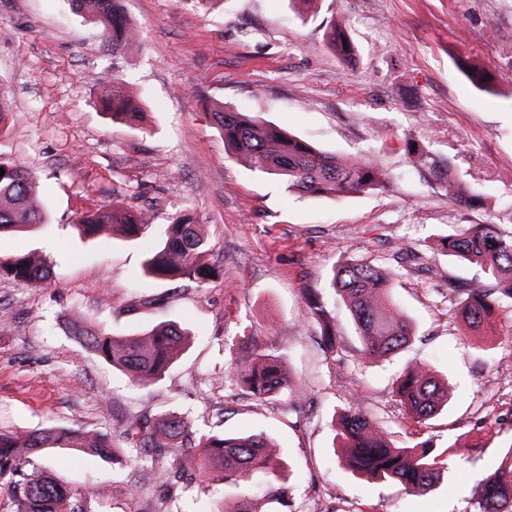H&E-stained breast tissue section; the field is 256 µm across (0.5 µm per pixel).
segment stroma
Wrapping results in <instances>:
<instances>
[{"mask_svg": "<svg viewBox=\"0 0 512 512\" xmlns=\"http://www.w3.org/2000/svg\"><path fill=\"white\" fill-rule=\"evenodd\" d=\"M138 32L120 55L69 0H0V153L34 169L44 224L0 236V253L39 252L50 280L0 279V430L48 425L122 434L135 415L187 416L197 433H263L286 467L291 512H477L485 478L512 447V299L490 326L468 329L460 308L493 278L440 241L463 224L512 232V0H124ZM345 24L350 61L326 32ZM488 70L492 92L456 66ZM118 76L142 103L131 127L94 106ZM223 102L344 157L388 173L384 189L346 198L302 196L231 157L206 106ZM423 144L476 185L482 206L451 202L408 161ZM130 195L152 222L139 239L116 228L94 238L78 214ZM194 213L218 271L204 287L161 281L142 263L171 217ZM411 245L414 258L401 253ZM369 259L397 273L392 295L414 339L369 363L349 309L330 288L338 261ZM317 293L336 348L323 350L307 314ZM116 336L162 321L189 333L165 377L141 390L94 356L69 327L72 312ZM264 350L288 366L290 391L256 399L228 375ZM449 376L448 407L417 426L396 394L405 367ZM357 408L395 446L429 441L448 471L431 491L353 474L334 424ZM56 471L90 512H222L224 488L202 480L139 484L121 460L53 448Z\"/></svg>", "mask_w": 512, "mask_h": 512, "instance_id": "35a3bbf8", "label": "stroma"}]
</instances>
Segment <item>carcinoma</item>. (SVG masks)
Masks as SVG:
<instances>
[{
  "label": "carcinoma",
  "instance_id": "1",
  "mask_svg": "<svg viewBox=\"0 0 512 512\" xmlns=\"http://www.w3.org/2000/svg\"><path fill=\"white\" fill-rule=\"evenodd\" d=\"M76 10L101 28L102 44L117 53L137 40L127 19L123 0H71ZM333 52L344 60L353 56L354 47L342 25L327 33ZM459 69L478 89L487 91L488 76L463 60ZM104 111L114 120H132L139 106L114 76L100 97ZM224 144L238 157L248 160L261 173L281 177L287 189L301 195L345 196L378 190L387 183V173L363 160L339 157L322 151L304 139L216 103L212 110ZM409 161L424 173L437 178L448 199L467 207L482 203L481 191L455 176L450 168L440 169L429 150L405 143ZM0 234L22 231L44 222L43 203L35 173L28 167L0 158ZM150 214L115 195L94 209L83 211L74 227L86 237L98 235L106 226H120L134 238L149 227ZM442 247L461 262L474 265L498 280L489 290L474 289L461 308L463 322L478 331L489 322L497 299L512 298V233L498 224H466L442 239ZM206 243L192 213L175 214L166 228L164 243L148 255L145 271L159 279L188 280L201 287L210 280L213 269L204 262ZM0 276L39 285L51 276L47 260L35 253L0 260ZM393 276L367 259L342 260L333 267L331 285L353 315L366 361L387 357L407 346L414 336L407 315L390 299ZM308 315L320 325L325 346L336 348V326L320 299L309 300ZM74 336L97 358L127 374L142 388L156 385L178 358L185 341L184 330L176 323H161L130 337L113 336L90 325L81 315L70 320ZM232 382L258 399L280 394L290 387L283 361L274 355L256 352L229 370ZM449 380L426 366L407 368L399 377L397 395L412 422L422 425L448 404ZM125 461L141 480L183 479L200 471L228 489H243L255 480L264 482L265 496L288 507L280 465L270 453V439L262 433L244 436L213 433L197 435L191 424L176 413L161 414L151 420L134 418L126 423ZM340 447L347 453L352 472L383 481L399 483L407 489H433L448 468L431 456L430 445L418 442L396 448L386 431L354 408L344 411L337 433ZM49 448H90L104 457L116 456L106 434L88 436L72 427L49 426L34 431H0V482L8 487L11 512H88L85 498L53 474L50 467H36L33 459ZM480 512H512V448L483 483Z\"/></svg>",
  "mask_w": 512,
  "mask_h": 512
}]
</instances>
